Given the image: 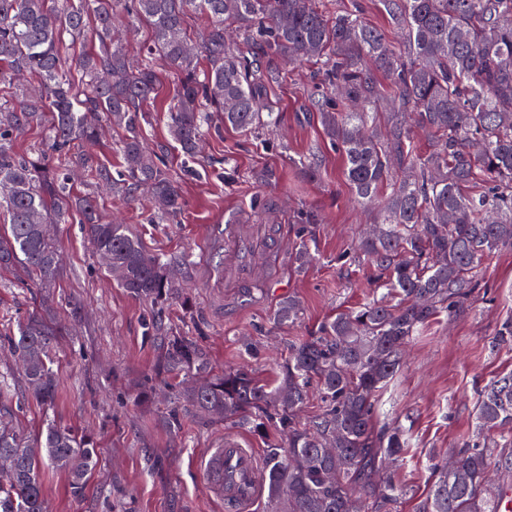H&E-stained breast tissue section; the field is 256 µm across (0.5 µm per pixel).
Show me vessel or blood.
Masks as SVG:
<instances>
[{
  "label": "vessel or blood",
  "mask_w": 512,
  "mask_h": 512,
  "mask_svg": "<svg viewBox=\"0 0 512 512\" xmlns=\"http://www.w3.org/2000/svg\"><path fill=\"white\" fill-rule=\"evenodd\" d=\"M205 474L232 512H238L240 506L253 500L260 490L261 474L255 454L238 447L229 437L206 461Z\"/></svg>",
  "instance_id": "1"
}]
</instances>
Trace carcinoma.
Here are the masks:
<instances>
[{
	"label": "carcinoma",
	"mask_w": 512,
	"mask_h": 512,
	"mask_svg": "<svg viewBox=\"0 0 512 512\" xmlns=\"http://www.w3.org/2000/svg\"><path fill=\"white\" fill-rule=\"evenodd\" d=\"M406 36V55L393 53L382 32L347 11L328 12L314 0H0V267L15 266L47 286L61 258L46 226L78 210L106 274L131 296L157 302L179 296L169 263L145 249L126 225L104 222L95 199L73 198L57 176L75 147L99 141L95 119L122 129L118 178L96 171L112 191L149 194L153 215L170 219L184 208L160 152L142 136L145 106L160 80L149 64L133 66L112 19L123 16L151 34L148 53L162 58L178 86L165 116L169 144L194 158L208 113L224 126H274L266 87L278 72L264 62L286 58L318 65L322 84L341 98L317 101V120L343 159V175L361 204L381 201L378 224L357 250L379 272L378 293L336 312L319 336L291 348L274 384L244 368H228L184 391L212 418L268 440L263 512H374L397 501L402 488L389 467L403 458L399 426L375 421L381 390L401 367V350L444 311L463 308L477 288L474 269L512 245V0H380ZM207 20L198 46L188 19ZM247 35L243 53L226 39ZM92 36L93 47L66 63L67 42ZM380 71L396 88L384 126L371 109L384 100ZM30 75L39 93L16 84ZM46 121L50 153L25 159L17 135ZM294 261L313 258L304 231ZM302 315L299 297L281 298L276 326ZM54 329L29 316L8 346L22 361L33 399L51 406L58 385L50 368ZM164 365L207 369L202 349L167 337ZM316 385L323 409L302 427L298 413ZM0 512H47L41 476L63 472L82 494L97 462L87 438L48 423L31 437L1 418ZM477 432L497 435L482 448L464 446L450 464H432L419 512H501L506 490L488 479L494 466L512 472V373L491 381L475 405ZM278 437L268 439L269 430Z\"/></svg>",
	"instance_id": "carcinoma-1"
}]
</instances>
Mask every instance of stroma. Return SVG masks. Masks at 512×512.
<instances>
[{"instance_id":"35a3bbf8","label":"stroma","mask_w":512,"mask_h":512,"mask_svg":"<svg viewBox=\"0 0 512 512\" xmlns=\"http://www.w3.org/2000/svg\"><path fill=\"white\" fill-rule=\"evenodd\" d=\"M330 11L362 7L363 18L381 29L396 50L406 42L379 0H320ZM164 77L142 124L186 200L172 223L150 220L144 194L124 199L98 191L96 179L73 161L75 193L98 195L102 213L127 224L153 253L179 263L187 303H148L114 286L102 270L78 214L51 225L62 270L54 285L41 287L0 269V372L13 377L10 404L14 423L35 434L45 420L89 435L98 462L83 494L73 495L65 474L45 471L49 512H230L213 490L203 465L213 449L233 437L263 454L265 439L211 420L183 397L193 378L163 371L167 337L195 341L213 372L243 366L262 379L277 378L290 348L318 335L322 322L339 309L368 301L376 272L355 252L358 234L373 223L374 211L360 207L342 175L343 161L332 151L317 122L313 69L281 66L267 88L279 111L272 130L241 131L209 126L193 164L170 148L164 112L177 78L163 61ZM317 158L319 175L308 180L298 163ZM264 195L272 205L266 218L250 202ZM316 210L310 225L315 261L297 268L290 254L297 243L298 211ZM238 217L236 237L225 241L228 217ZM480 283L462 310L440 313L405 349L404 364L384 390L377 423L401 426L408 450L397 466L406 494L395 512H417L429 488L432 460H448L474 440L475 404L496 376L512 371V347L499 346L501 323L512 318V247L485 257ZM294 294L302 315L291 326H274L278 300ZM36 312L58 330L52 351L59 393L51 408L30 399L24 379L3 343L17 335ZM247 337L257 356L244 355Z\"/></svg>"}]
</instances>
